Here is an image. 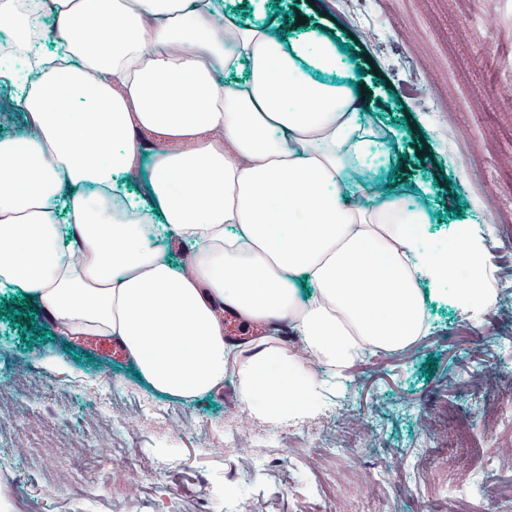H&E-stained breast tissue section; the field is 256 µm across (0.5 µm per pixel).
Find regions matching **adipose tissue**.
I'll list each match as a JSON object with an SVG mask.
<instances>
[{
    "mask_svg": "<svg viewBox=\"0 0 512 512\" xmlns=\"http://www.w3.org/2000/svg\"><path fill=\"white\" fill-rule=\"evenodd\" d=\"M286 0H0V288L63 336L121 341L154 391L192 402L235 369L254 418L334 404L365 347L429 330L427 299L472 310L485 233L442 248L433 189L392 175L406 133L359 90L335 34L287 35ZM168 235L178 256L162 249ZM286 325L227 343L224 312Z\"/></svg>",
    "mask_w": 512,
    "mask_h": 512,
    "instance_id": "obj_1",
    "label": "adipose tissue"
}]
</instances>
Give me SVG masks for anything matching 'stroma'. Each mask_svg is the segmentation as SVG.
Wrapping results in <instances>:
<instances>
[{"label": "stroma", "mask_w": 512, "mask_h": 512, "mask_svg": "<svg viewBox=\"0 0 512 512\" xmlns=\"http://www.w3.org/2000/svg\"><path fill=\"white\" fill-rule=\"evenodd\" d=\"M288 11L346 41L364 94L384 108L389 125L407 131L397 171L434 188L435 232H447L457 212L479 213L483 199L470 192L469 171L442 136L443 117L425 109L416 84L465 98L453 120L481 155L480 178L501 191L512 183V101L496 93L498 84L512 82V0H372L359 26L323 0H288ZM393 17L414 28L418 41L401 42L389 28ZM485 244L494 306L475 319L431 300L430 334L390 358L353 365L365 380L347 406L297 426L249 417L230 375L220 392L189 404L155 394L130 362L55 335L43 314L22 316L30 299L0 292V379L15 372L22 379L0 403L21 409L33 390L43 412L41 422L0 439L7 461L0 492L34 497L39 512H219L216 497L228 484L249 512H331L337 505L346 512H496L497 500L512 493V462L497 453L512 445V421L490 433L474 426L465 442L458 437L483 403L475 377L495 378L501 402L512 404V326L505 322L512 290L502 286L512 224H488ZM50 353L65 356L68 369L42 366L40 355ZM106 398L142 438L146 452L138 462H123L117 438L95 426ZM354 425L373 436L349 463L332 450ZM79 426L87 439L75 437ZM315 452L319 493L310 498L301 462ZM259 457L265 464L258 470ZM361 483L367 493L358 491Z\"/></svg>", "instance_id": "obj_1"}]
</instances>
